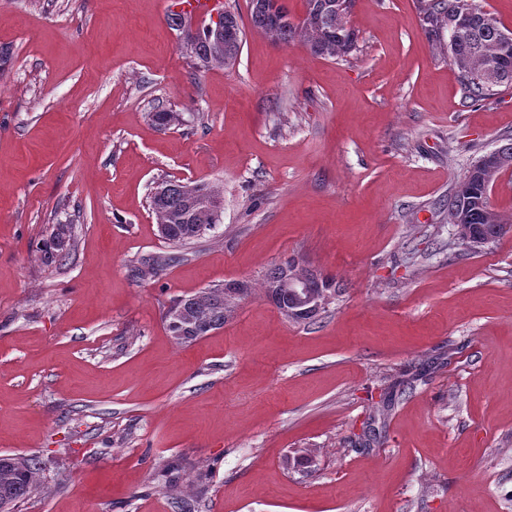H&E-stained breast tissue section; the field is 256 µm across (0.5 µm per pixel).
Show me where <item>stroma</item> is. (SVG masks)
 Listing matches in <instances>:
<instances>
[{
	"instance_id": "obj_1",
	"label": "stroma",
	"mask_w": 512,
	"mask_h": 512,
	"mask_svg": "<svg viewBox=\"0 0 512 512\" xmlns=\"http://www.w3.org/2000/svg\"><path fill=\"white\" fill-rule=\"evenodd\" d=\"M167 14L0 0V454L42 466L21 512H512V234L473 250L448 222L512 85L465 103L419 0H356L346 58L250 30L200 75ZM164 180L218 187L220 224L161 238ZM290 259L338 287L313 320L262 288ZM230 281L252 292L223 328L177 343L172 300ZM58 225L59 224L54 225L49 238L43 240L39 247L44 260L48 263H55L56 261L65 259L69 254L67 250L70 246V243L66 245L64 244V241L61 237L60 228L56 227Z\"/></svg>"
}]
</instances>
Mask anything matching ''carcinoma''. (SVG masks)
Here are the masks:
<instances>
[{
    "mask_svg": "<svg viewBox=\"0 0 512 512\" xmlns=\"http://www.w3.org/2000/svg\"><path fill=\"white\" fill-rule=\"evenodd\" d=\"M422 22L428 38L436 48L448 54L451 65L457 69L465 98L484 101L494 95L495 88L512 84V40L502 37L505 31L497 20L484 11L476 0H423ZM335 0H304L305 18L297 22L289 16L286 0H249L252 28L279 45H288L300 39L316 57L339 58L355 49L356 33L348 18L339 16ZM224 27L235 32L236 37L227 41L217 40L215 31L208 26L196 30L192 59L195 69L207 70L213 65L230 67L241 52L245 28L237 12L224 9ZM495 67V81L487 84L481 75L489 66ZM485 171L474 165L459 182L448 200V223L459 219L471 224L480 234L490 236L495 242L512 232V220L506 221L493 208L490 194L484 185ZM223 203L218 190L207 183L193 185L179 181H164L149 196V206L158 228L166 240L186 244L202 238L201 226H216L221 212L217 205ZM48 263L68 256L60 228L53 227L49 238L39 247ZM173 261L171 257L143 259L135 267L140 279L153 277L160 268ZM288 270L304 278H314L312 270L300 263L285 262ZM283 266V267H285ZM275 267L266 277V295L277 309L290 308L293 296L271 283L283 273ZM234 284L225 283L199 293L180 296L172 306L184 312L180 324L167 323L170 335L180 343H191L208 333V328L224 326L229 292ZM40 461L35 457L14 455L0 459V512H16L29 498L38 483Z\"/></svg>",
    "mask_w": 512,
    "mask_h": 512,
    "instance_id": "carcinoma-1",
    "label": "carcinoma"
}]
</instances>
